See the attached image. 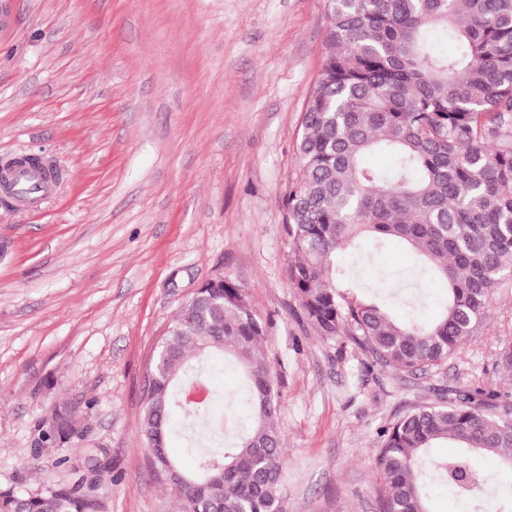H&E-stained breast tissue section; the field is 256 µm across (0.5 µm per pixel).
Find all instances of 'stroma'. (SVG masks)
I'll return each mask as SVG.
<instances>
[{"label": "stroma", "instance_id": "1", "mask_svg": "<svg viewBox=\"0 0 512 512\" xmlns=\"http://www.w3.org/2000/svg\"><path fill=\"white\" fill-rule=\"evenodd\" d=\"M327 0H0V161L63 173L38 212L0 202V490L98 478V512H177L141 435L143 379L202 282L245 288L282 396L288 512H381L378 432L435 389L512 383V279L441 373L370 365L320 336L287 279L280 195L295 179L302 112L325 52ZM342 250L358 283L388 291L399 250ZM208 418L248 431L229 404L240 369L213 359ZM83 431L41 439L56 407Z\"/></svg>", "mask_w": 512, "mask_h": 512}]
</instances>
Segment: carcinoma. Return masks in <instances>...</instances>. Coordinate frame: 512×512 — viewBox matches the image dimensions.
I'll return each mask as SVG.
<instances>
[{
    "label": "carcinoma",
    "instance_id": "carcinoma-1",
    "mask_svg": "<svg viewBox=\"0 0 512 512\" xmlns=\"http://www.w3.org/2000/svg\"><path fill=\"white\" fill-rule=\"evenodd\" d=\"M325 54L302 112L300 173L281 194L287 278L324 337L348 336L372 364L411 374L448 365L476 332L492 295L512 279V0H328ZM454 44L437 49L433 33ZM382 153L390 167L367 163ZM368 240V256L397 245L414 260L413 287L440 284L441 314L397 316L360 297L336 252ZM265 327L245 289L222 277L181 307L159 343L141 434L155 479L179 512H287L281 393L257 353ZM242 367L251 429L186 470L168 450L171 414L201 417L182 391L206 378L212 354ZM55 408L42 440L77 433ZM376 454L383 512H432L430 482L446 483L469 512H486L494 474L479 456L512 463V391L474 382L443 388L381 431ZM452 443L448 457L431 449ZM93 489L0 491V512H96Z\"/></svg>",
    "mask_w": 512,
    "mask_h": 512
}]
</instances>
